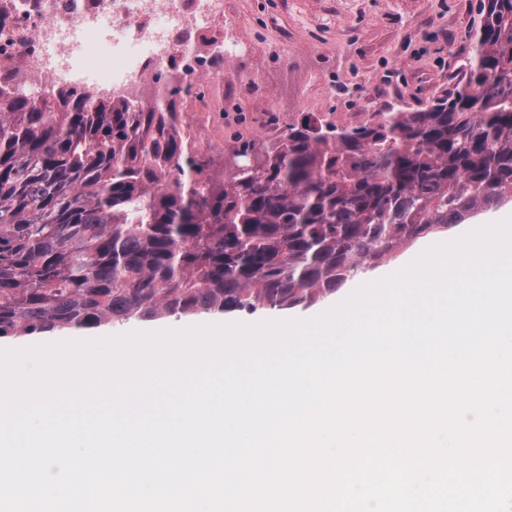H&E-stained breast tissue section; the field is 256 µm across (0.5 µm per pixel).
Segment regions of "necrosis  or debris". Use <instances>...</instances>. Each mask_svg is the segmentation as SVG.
<instances>
[{"instance_id":"4bbe7bcc","label":"necrosis or debris","mask_w":512,"mask_h":512,"mask_svg":"<svg viewBox=\"0 0 512 512\" xmlns=\"http://www.w3.org/2000/svg\"><path fill=\"white\" fill-rule=\"evenodd\" d=\"M230 0H0V89L33 100L61 89L92 99H164L191 85L179 112L199 149L224 154V126L266 115L255 75L224 71L238 57Z\"/></svg>"}]
</instances>
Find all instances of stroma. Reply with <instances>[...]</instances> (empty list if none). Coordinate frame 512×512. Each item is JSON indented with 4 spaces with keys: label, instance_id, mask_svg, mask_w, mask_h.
<instances>
[{
    "label": "stroma",
    "instance_id": "35a3bbf8",
    "mask_svg": "<svg viewBox=\"0 0 512 512\" xmlns=\"http://www.w3.org/2000/svg\"><path fill=\"white\" fill-rule=\"evenodd\" d=\"M479 0H235L236 36L251 50L247 67L259 70L270 96V118L339 113L350 103L364 113L393 106L416 110L439 89L461 79L459 64L473 46ZM512 217V200L470 216L463 224L421 236L387 261L367 263L336 292L308 307L132 320L93 328H64L0 339V349L94 340L177 326L257 324L309 319L325 313L364 283L410 261L420 250L453 240L461 230Z\"/></svg>",
    "mask_w": 512,
    "mask_h": 512
}]
</instances>
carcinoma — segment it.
<instances>
[{"mask_svg":"<svg viewBox=\"0 0 512 512\" xmlns=\"http://www.w3.org/2000/svg\"><path fill=\"white\" fill-rule=\"evenodd\" d=\"M467 78L338 129L304 116L213 159L176 97L0 95V337L308 304L512 199V0H483Z\"/></svg>","mask_w":512,"mask_h":512,"instance_id":"obj_1","label":"carcinoma"}]
</instances>
